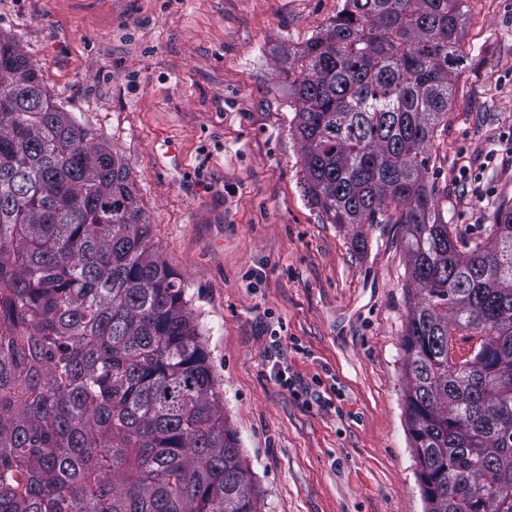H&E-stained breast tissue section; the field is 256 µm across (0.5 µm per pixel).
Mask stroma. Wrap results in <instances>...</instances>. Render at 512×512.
Returning <instances> with one entry per match:
<instances>
[{
	"label": "stroma",
	"instance_id": "35a3bbf8",
	"mask_svg": "<svg viewBox=\"0 0 512 512\" xmlns=\"http://www.w3.org/2000/svg\"><path fill=\"white\" fill-rule=\"evenodd\" d=\"M463 2L464 64L426 155L437 211L473 237L512 205V0ZM344 4L0 0V31L57 105L128 165L262 512H425L402 229L328 224L308 204L281 71Z\"/></svg>",
	"mask_w": 512,
	"mask_h": 512
}]
</instances>
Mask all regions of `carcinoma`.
I'll list each match as a JSON object with an SVG mask.
<instances>
[{"instance_id":"obj_1","label":"carcinoma","mask_w":512,"mask_h":512,"mask_svg":"<svg viewBox=\"0 0 512 512\" xmlns=\"http://www.w3.org/2000/svg\"><path fill=\"white\" fill-rule=\"evenodd\" d=\"M461 4L345 0L282 71L308 202L329 224L404 232L426 512H512V206L465 238L433 207L425 156L462 64ZM463 334L477 343L458 360ZM0 512H261L125 164L2 35Z\"/></svg>"}]
</instances>
